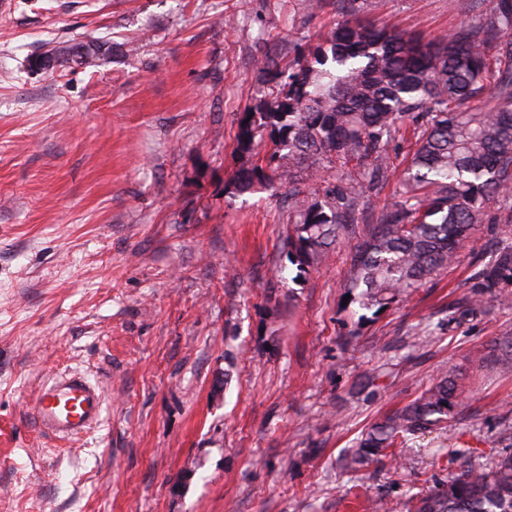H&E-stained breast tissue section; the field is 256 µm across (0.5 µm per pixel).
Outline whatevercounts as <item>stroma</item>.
<instances>
[{"instance_id": "35a3bbf8", "label": "stroma", "mask_w": 512, "mask_h": 512, "mask_svg": "<svg viewBox=\"0 0 512 512\" xmlns=\"http://www.w3.org/2000/svg\"><path fill=\"white\" fill-rule=\"evenodd\" d=\"M431 41L456 0H0V512H411L466 467L512 449V378L472 349L512 336V306L468 312L474 257L512 237L491 201L457 267L372 312L345 303L359 237L299 274L285 238L324 189L239 195L245 112L337 22ZM98 39V66L30 73L59 41ZM361 189L358 225L401 193L412 135ZM466 406L382 462L344 468L372 424L442 370ZM76 372L100 424L45 434L33 399Z\"/></svg>"}]
</instances>
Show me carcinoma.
Masks as SVG:
<instances>
[{"mask_svg": "<svg viewBox=\"0 0 512 512\" xmlns=\"http://www.w3.org/2000/svg\"><path fill=\"white\" fill-rule=\"evenodd\" d=\"M512 5L494 0L487 21L461 25L433 42L363 19L337 23L310 50L306 64L286 75L275 100L243 119L238 143L266 153L275 179L295 188L296 169L327 171L336 161H357L374 188L384 177L385 146L409 121L416 133L401 198L366 225L353 257L351 288L365 308H383L410 295L437 271L456 264L478 230L484 205L512 183ZM112 53L98 40H72L44 52L57 69L94 67ZM494 104L471 107L490 84ZM268 178L263 167L239 170L238 194ZM325 200L304 206L286 238L288 259L306 273L327 258L340 234L355 232L353 186L325 187ZM472 301L512 299V245L470 277ZM476 362L512 374V336L473 352ZM458 374L446 372L417 399L372 425L345 457L355 469L397 447L406 434L430 430L464 403ZM414 512H512V454L469 462L448 486L419 499Z\"/></svg>", "mask_w": 512, "mask_h": 512, "instance_id": "cac0c4a2", "label": "carcinoma"}]
</instances>
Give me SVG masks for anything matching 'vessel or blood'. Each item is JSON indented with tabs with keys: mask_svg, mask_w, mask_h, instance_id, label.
<instances>
[{
	"mask_svg": "<svg viewBox=\"0 0 512 512\" xmlns=\"http://www.w3.org/2000/svg\"><path fill=\"white\" fill-rule=\"evenodd\" d=\"M104 402L102 389L84 376L62 375L40 388L33 413L43 431L68 437L83 433L96 423Z\"/></svg>",
	"mask_w": 512,
	"mask_h": 512,
	"instance_id": "vessel-or-blood-1",
	"label": "vessel or blood"
}]
</instances>
